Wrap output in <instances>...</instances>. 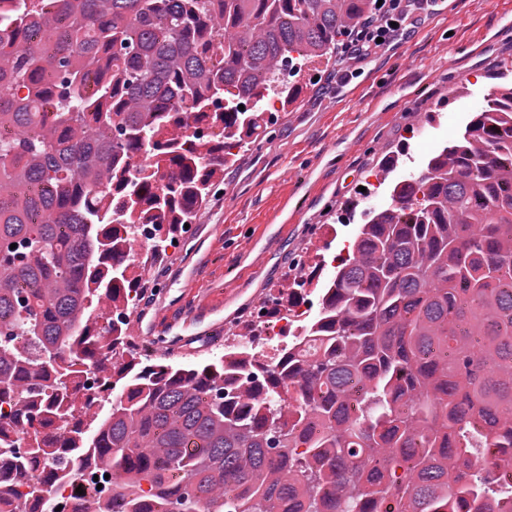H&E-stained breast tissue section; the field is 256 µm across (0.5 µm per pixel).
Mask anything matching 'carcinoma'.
Here are the masks:
<instances>
[{
    "label": "carcinoma",
    "mask_w": 512,
    "mask_h": 512,
    "mask_svg": "<svg viewBox=\"0 0 512 512\" xmlns=\"http://www.w3.org/2000/svg\"><path fill=\"white\" fill-rule=\"evenodd\" d=\"M372 0H12L0 14V438L32 431L124 475L133 512H512V72L424 168L364 211L351 254L272 295L321 310L275 360L243 341L206 363L126 345L148 260L192 223L284 72L341 49ZM244 109H239V106ZM204 126L200 139L184 135ZM17 247L10 248L11 244ZM79 365L112 382V412L70 430ZM493 448L496 469L479 467Z\"/></svg>",
    "instance_id": "cac0c4a2"
}]
</instances>
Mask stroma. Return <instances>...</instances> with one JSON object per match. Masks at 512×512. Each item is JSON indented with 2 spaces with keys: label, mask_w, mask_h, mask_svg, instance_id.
Segmentation results:
<instances>
[{
  "label": "stroma",
  "mask_w": 512,
  "mask_h": 512,
  "mask_svg": "<svg viewBox=\"0 0 512 512\" xmlns=\"http://www.w3.org/2000/svg\"><path fill=\"white\" fill-rule=\"evenodd\" d=\"M512 62V0H443L414 32L350 61L354 76L336 82L323 62L314 81L272 134L254 139L224 171L214 201L194 222L189 245L153 271L131 316L148 326L162 307L182 306L178 280L195 275L201 288H235L212 334L183 332L175 360L206 362L223 354L217 336L249 318L255 297L282 281L298 256L342 254L356 231L338 215L397 160L396 175L419 170L452 141ZM301 207L262 271L249 262L277 230L269 219L287 196Z\"/></svg>",
  "instance_id": "35a3bbf8"
}]
</instances>
